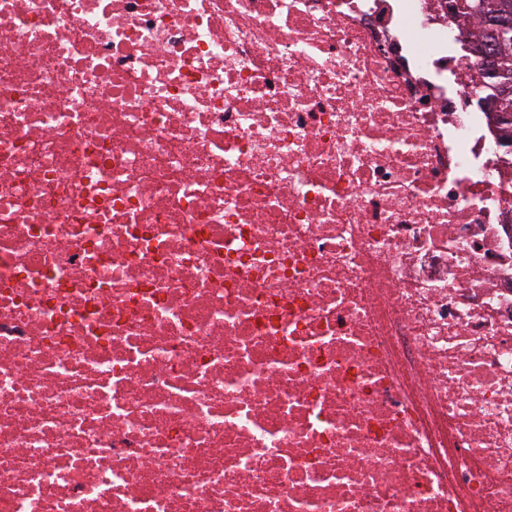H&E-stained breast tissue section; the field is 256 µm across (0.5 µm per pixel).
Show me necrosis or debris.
I'll use <instances>...</instances> for the list:
<instances>
[{
    "label": "necrosis or debris",
    "mask_w": 512,
    "mask_h": 512,
    "mask_svg": "<svg viewBox=\"0 0 512 512\" xmlns=\"http://www.w3.org/2000/svg\"><path fill=\"white\" fill-rule=\"evenodd\" d=\"M453 3L0 0V512H512Z\"/></svg>",
    "instance_id": "obj_1"
}]
</instances>
